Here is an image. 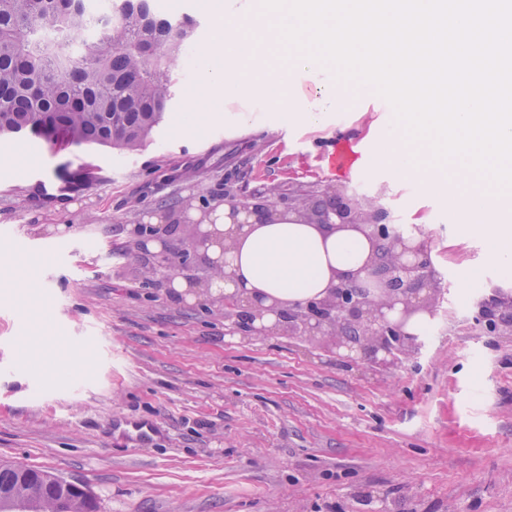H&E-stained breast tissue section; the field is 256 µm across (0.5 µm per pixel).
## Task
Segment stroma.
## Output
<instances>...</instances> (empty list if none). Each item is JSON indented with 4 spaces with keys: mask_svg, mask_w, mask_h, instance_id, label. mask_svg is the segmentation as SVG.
<instances>
[{
    "mask_svg": "<svg viewBox=\"0 0 512 512\" xmlns=\"http://www.w3.org/2000/svg\"><path fill=\"white\" fill-rule=\"evenodd\" d=\"M179 77L175 112L139 151L0 140V463L75 483L98 512H512V329L478 313L512 284L442 194L367 174L371 130L395 120L386 100L355 99L317 130L260 111L235 123L241 104L224 98L198 136L182 129L197 72ZM345 148L358 171L329 173ZM329 183L383 195L442 274L430 334L396 365L229 335L222 304L149 273L133 232L158 216L184 246L186 206ZM44 308L89 368L79 379L53 378Z\"/></svg>",
    "mask_w": 512,
    "mask_h": 512,
    "instance_id": "stroma-1",
    "label": "stroma"
}]
</instances>
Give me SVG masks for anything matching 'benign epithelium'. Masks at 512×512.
<instances>
[{"instance_id": "benign-epithelium-1", "label": "benign epithelium", "mask_w": 512, "mask_h": 512, "mask_svg": "<svg viewBox=\"0 0 512 512\" xmlns=\"http://www.w3.org/2000/svg\"><path fill=\"white\" fill-rule=\"evenodd\" d=\"M231 215L244 212L260 221L274 215L291 214L307 224L352 227L370 243L371 252L362 267L351 275H335L324 296L282 307L264 304L262 296L229 295L224 305L236 311L231 332L240 336H270L282 329L310 340L329 336L334 348L382 355L380 364L392 365L400 356L421 346L418 336L408 332V321L417 313L433 315L442 278L430 258L427 237L404 236L392 227L390 210L379 196L359 195L344 185H326L316 192L290 188L288 193L255 190L240 198L224 199ZM192 249L224 240L222 251L233 248L229 234L202 230ZM190 249V250H192ZM187 248L165 246L160 265L171 270L174 281L189 268Z\"/></svg>"}]
</instances>
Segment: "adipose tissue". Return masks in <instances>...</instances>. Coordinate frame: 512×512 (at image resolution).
Returning <instances> with one entry per match:
<instances>
[{"label":"adipose tissue","instance_id":"adipose-tissue-1","mask_svg":"<svg viewBox=\"0 0 512 512\" xmlns=\"http://www.w3.org/2000/svg\"><path fill=\"white\" fill-rule=\"evenodd\" d=\"M210 223L238 240L234 251L222 253L209 246L207 253L220 263L212 278L211 296L259 294L294 303L321 295L336 273H353L369 253L368 241L355 229L305 224L289 216L260 223L245 214L217 206Z\"/></svg>","mask_w":512,"mask_h":512}]
</instances>
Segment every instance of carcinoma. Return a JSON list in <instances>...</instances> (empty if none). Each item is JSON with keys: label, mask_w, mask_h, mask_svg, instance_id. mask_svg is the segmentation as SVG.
Instances as JSON below:
<instances>
[{"label": "carcinoma", "mask_w": 512, "mask_h": 512, "mask_svg": "<svg viewBox=\"0 0 512 512\" xmlns=\"http://www.w3.org/2000/svg\"><path fill=\"white\" fill-rule=\"evenodd\" d=\"M196 20L154 0H0V137L137 151L166 119ZM0 512H97L45 471L0 465Z\"/></svg>", "instance_id": "obj_1"}]
</instances>
